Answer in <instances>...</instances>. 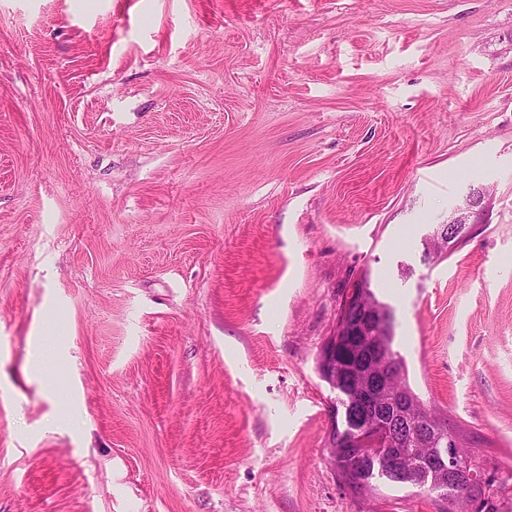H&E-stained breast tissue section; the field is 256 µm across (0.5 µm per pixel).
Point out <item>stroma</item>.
<instances>
[{"mask_svg":"<svg viewBox=\"0 0 512 512\" xmlns=\"http://www.w3.org/2000/svg\"><path fill=\"white\" fill-rule=\"evenodd\" d=\"M365 275L512 472V0H0V512H434L327 459ZM486 193L482 188H469L462 204L448 216L445 224H437V232L430 233L424 237L422 256L425 263L437 254L448 256L467 237V229L472 224ZM356 311H361L366 313V307L361 297V293H357L352 291L351 294L345 299L342 309V314L338 319L336 324V333H332L331 336H328L325 342L323 343L320 354L323 358V367L327 370H330L332 367V360L335 357L336 353V368L332 370L329 377L321 376V378L328 383V385L335 392L336 386V402H335V411L336 416L334 418L332 428L329 433V439H331L332 433L335 431V422L339 420L340 407L342 408L343 402L341 401V397L337 393L338 390H343L344 386L347 384L354 367L353 358L350 355L349 351L345 346H342L336 351L337 345L340 343L341 339H337L336 336H359L362 332L360 326L354 325L350 319L352 313ZM360 329V334L355 333L356 328ZM344 337V338H345ZM343 338V339H344ZM336 339L338 340L336 343Z\"/></svg>","mask_w":512,"mask_h":512,"instance_id":"obj_1","label":"stroma"}]
</instances>
